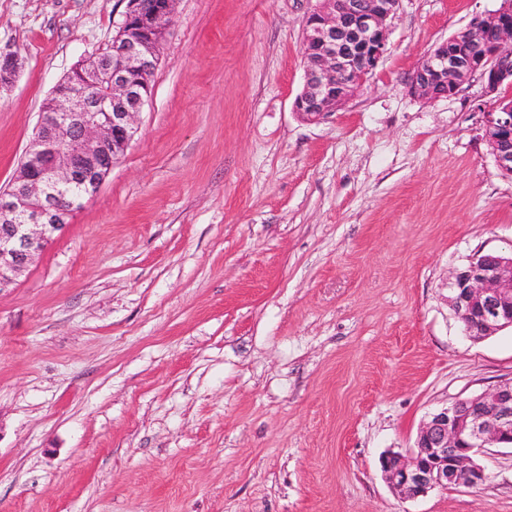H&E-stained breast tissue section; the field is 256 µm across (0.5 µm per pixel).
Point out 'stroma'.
Returning a JSON list of instances; mask_svg holds the SVG:
<instances>
[{
  "mask_svg": "<svg viewBox=\"0 0 512 512\" xmlns=\"http://www.w3.org/2000/svg\"><path fill=\"white\" fill-rule=\"evenodd\" d=\"M317 0H178L139 133L0 290V512H512V448L480 487L405 499L379 459L436 409L512 379L448 277L512 246V176L480 80L406 83L499 0H400L388 53L317 123L293 101ZM123 0H0V192L45 100Z\"/></svg>",
  "mask_w": 512,
  "mask_h": 512,
  "instance_id": "1",
  "label": "stroma"
}]
</instances>
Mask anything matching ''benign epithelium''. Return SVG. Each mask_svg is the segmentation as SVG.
<instances>
[{
	"label": "benign epithelium",
	"instance_id": "7a95c632",
	"mask_svg": "<svg viewBox=\"0 0 512 512\" xmlns=\"http://www.w3.org/2000/svg\"><path fill=\"white\" fill-rule=\"evenodd\" d=\"M176 0H126L112 40L79 61L54 86L10 188L0 193V289L13 284L68 224L79 202L97 192L113 163L138 133L137 117L152 96ZM399 0H319L303 24L302 91L293 110L310 122L345 105L387 53L390 21ZM497 50L474 54L487 33ZM512 0L475 16L463 35L428 53L407 93L447 98L478 77L495 102L482 112V140L497 168L512 175ZM20 57L0 52V87L17 77ZM448 304L471 338L512 328V253L474 254L448 277ZM490 446L512 447V382L458 399L430 414L411 456L390 452L380 465L408 499L452 486L473 488L486 479L476 461Z\"/></svg>",
	"mask_w": 512,
	"mask_h": 512
}]
</instances>
